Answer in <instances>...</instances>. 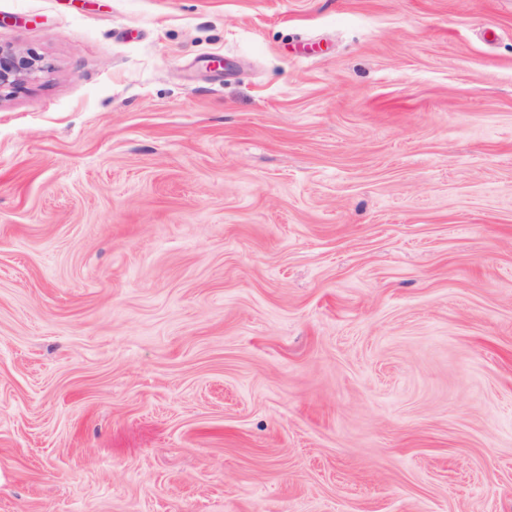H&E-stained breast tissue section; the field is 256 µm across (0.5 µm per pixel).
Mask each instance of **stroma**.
Masks as SVG:
<instances>
[{
	"instance_id": "35a3bbf8",
	"label": "stroma",
	"mask_w": 512,
	"mask_h": 512,
	"mask_svg": "<svg viewBox=\"0 0 512 512\" xmlns=\"http://www.w3.org/2000/svg\"><path fill=\"white\" fill-rule=\"evenodd\" d=\"M0 45V512H512V0ZM41 58L33 53H24L10 47H0V94L13 93L37 71L42 69Z\"/></svg>"
}]
</instances>
